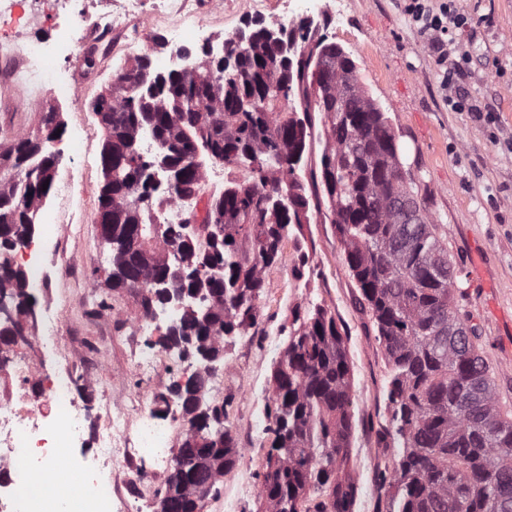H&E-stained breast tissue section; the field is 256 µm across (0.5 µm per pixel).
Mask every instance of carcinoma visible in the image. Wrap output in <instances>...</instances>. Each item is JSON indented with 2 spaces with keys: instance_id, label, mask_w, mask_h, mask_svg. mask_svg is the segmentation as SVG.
<instances>
[{
  "instance_id": "cac0c4a2",
  "label": "carcinoma",
  "mask_w": 512,
  "mask_h": 512,
  "mask_svg": "<svg viewBox=\"0 0 512 512\" xmlns=\"http://www.w3.org/2000/svg\"><path fill=\"white\" fill-rule=\"evenodd\" d=\"M266 27L274 25L260 23L223 76L205 51L189 76L151 69L145 52L97 96L109 118L96 214L108 225L101 236L112 252L106 281L147 289L146 316L162 288L204 289L208 318L187 314L176 328L188 338L186 356L208 353L219 362L224 336L257 321L264 270L279 259L288 226L302 223L308 199L296 166L310 136L309 113H323L327 145L313 183L330 204L359 305L393 372L378 440L403 451L393 471L383 473V484L396 489L387 512H505L512 507V416L498 404L479 328L460 308L463 290L437 225L418 201L396 134L350 54L301 22L281 34L294 45L287 58ZM315 49L325 57L324 74L314 70ZM39 115L36 130L0 143V298L18 317L35 299L11 254L53 189L59 158L49 143L64 130L52 107ZM147 129L168 162L160 189L147 182L146 164L137 163L154 160L141 151ZM201 151L226 165L249 164L252 179L207 203L209 233L186 240L166 228L161 244L147 248L146 233L157 232L149 200L160 193L193 197L203 170L188 158ZM398 197L421 211L417 223H404V211L392 206ZM134 244L146 257L133 259ZM179 265L186 276L172 275ZM292 325L273 374L268 431L277 447L267 458L260 498L265 512H353L357 484L338 477L353 428L345 339L322 308L294 311ZM194 381L191 375L184 384L187 429L158 512H195L199 489L207 497L217 492L240 456L221 427L224 408L206 402V389Z\"/></svg>"
}]
</instances>
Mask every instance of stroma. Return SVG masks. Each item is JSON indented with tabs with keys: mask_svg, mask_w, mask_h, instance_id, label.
<instances>
[{
	"mask_svg": "<svg viewBox=\"0 0 512 512\" xmlns=\"http://www.w3.org/2000/svg\"><path fill=\"white\" fill-rule=\"evenodd\" d=\"M458 7L474 22L460 40L472 43L478 55L462 84L492 111L490 123L450 110L435 60L405 16L402 0H342L339 17L324 18L319 31L352 55L360 82L392 124L403 161L419 180V199L442 226L466 291L461 307L481 330L499 403L512 412V150L504 145L512 139V0H459ZM116 64L107 50L91 59L82 54L56 62L81 96L80 111L57 104L59 119L68 129L84 127L88 138L82 156L57 166L56 181L73 188L74 218L41 236L47 287L37 304L62 315L58 348L46 357L50 372L69 369L67 351L83 345L98 384L89 400L104 390L161 414L165 406L157 398L166 386L148 384L133 368L139 340L131 327L143 318L139 295L103 285L111 269V251L95 222L103 136L90 104L111 81ZM38 119L22 77L0 84V129L29 131ZM358 296L327 210L309 209L304 223L289 226L279 259L264 272L257 322L224 338V389L213 401L223 406L224 427L240 450L235 469L250 485L236 512H260V483L275 442L273 433L255 432L251 422L267 414L272 374L298 307L325 308L345 336L353 415L347 470L359 486L353 512H378L388 499L390 490L378 474L401 451L379 445L377 430L387 413L391 367Z\"/></svg>",
	"mask_w": 512,
	"mask_h": 512,
	"instance_id": "35a3bbf8",
	"label": "stroma"
}]
</instances>
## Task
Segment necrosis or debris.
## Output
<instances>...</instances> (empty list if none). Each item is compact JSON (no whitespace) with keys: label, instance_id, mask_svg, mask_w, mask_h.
I'll use <instances>...</instances> for the list:
<instances>
[{"label":"necrosis or debris","instance_id":"4bbe7bcc","mask_svg":"<svg viewBox=\"0 0 512 512\" xmlns=\"http://www.w3.org/2000/svg\"><path fill=\"white\" fill-rule=\"evenodd\" d=\"M142 0H116L94 10L91 0H0V56L17 58L32 98L44 92L78 106L79 92L53 60L68 58L113 31L127 34L126 72L143 40V27L133 26ZM211 18L192 16L186 0H157L152 21L167 23L171 51L156 68H180L179 49L192 41L214 48L225 38L212 18L223 14V0H212ZM50 27L47 38L31 39L16 49L17 35L34 27ZM186 360L181 351L143 346L137 370L153 381L166 380ZM95 385L93 370L81 377L71 372L47 374L23 351L0 350V512H86L85 497L102 496L113 512H149L145 493L172 463L169 422L143 404L133 406L103 396L97 409L101 425L86 432L88 404L74 394L76 383Z\"/></svg>","mask_w":512,"mask_h":512}]
</instances>
